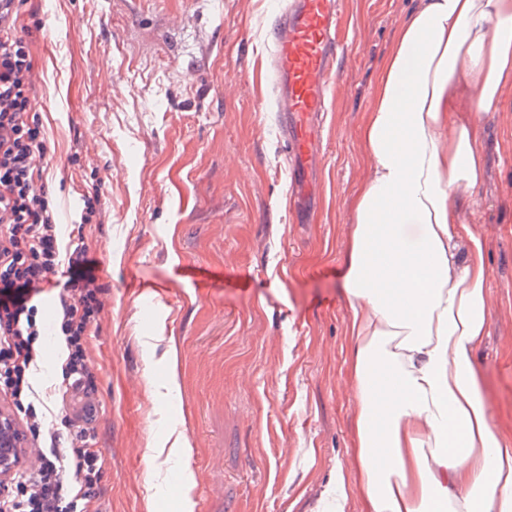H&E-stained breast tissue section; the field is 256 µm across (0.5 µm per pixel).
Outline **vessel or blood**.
Here are the masks:
<instances>
[{
  "mask_svg": "<svg viewBox=\"0 0 512 512\" xmlns=\"http://www.w3.org/2000/svg\"><path fill=\"white\" fill-rule=\"evenodd\" d=\"M338 0H281L270 29L272 78L279 130L293 198L307 210L314 194L312 175L320 165L317 118L335 85L339 42Z\"/></svg>",
  "mask_w": 512,
  "mask_h": 512,
  "instance_id": "vessel-or-blood-1",
  "label": "vessel or blood"
}]
</instances>
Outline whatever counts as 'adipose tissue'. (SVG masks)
Returning <instances> with one entry per match:
<instances>
[{
  "instance_id": "ef3b65f1",
  "label": "adipose tissue",
  "mask_w": 512,
  "mask_h": 512,
  "mask_svg": "<svg viewBox=\"0 0 512 512\" xmlns=\"http://www.w3.org/2000/svg\"><path fill=\"white\" fill-rule=\"evenodd\" d=\"M512 83V0H419L379 68L359 137L343 285L362 512H512V438L475 369L488 323L487 244L464 213L484 181L482 126Z\"/></svg>"
}]
</instances>
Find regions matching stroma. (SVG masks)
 Here are the masks:
<instances>
[{"label":"stroma","mask_w":512,"mask_h":512,"mask_svg":"<svg viewBox=\"0 0 512 512\" xmlns=\"http://www.w3.org/2000/svg\"><path fill=\"white\" fill-rule=\"evenodd\" d=\"M273 0H22L33 104L62 245L84 242L105 288L87 338L96 374L98 512H332L356 478L342 286L359 139L377 69L416 0H342L349 30L324 120L318 210L297 223L260 67ZM484 182L465 219L488 244L487 336L475 356L512 437V85L481 113ZM99 187L100 223L80 225ZM57 292L38 298V423L59 404ZM174 389H165L169 375ZM161 387L153 395V387ZM191 451L172 456L175 434Z\"/></svg>","instance_id":"1"}]
</instances>
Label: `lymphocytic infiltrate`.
Listing matches in <instances>:
<instances>
[{
  "mask_svg": "<svg viewBox=\"0 0 512 512\" xmlns=\"http://www.w3.org/2000/svg\"><path fill=\"white\" fill-rule=\"evenodd\" d=\"M21 0H0V394L22 422L38 416L31 373L42 336L34 302L42 283L67 269L55 315L66 358L63 390L81 407L67 432L30 430L37 459L0 479V512H97L103 459L94 447L95 374L87 336L102 309V284L87 274L85 246L61 252L43 182L47 136L33 117L34 62L17 30Z\"/></svg>",
  "mask_w": 512,
  "mask_h": 512,
  "instance_id": "f902f5d3",
  "label": "lymphocytic infiltrate"
}]
</instances>
